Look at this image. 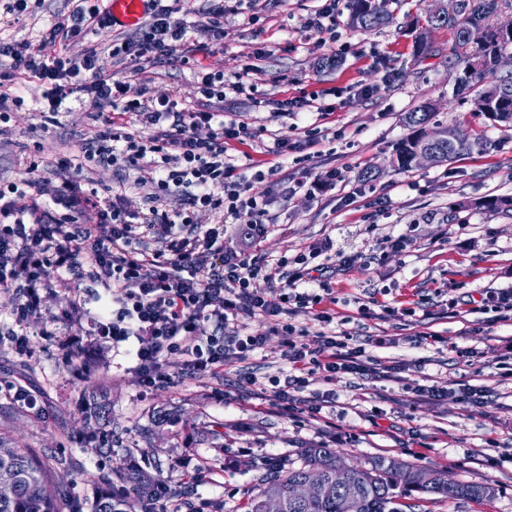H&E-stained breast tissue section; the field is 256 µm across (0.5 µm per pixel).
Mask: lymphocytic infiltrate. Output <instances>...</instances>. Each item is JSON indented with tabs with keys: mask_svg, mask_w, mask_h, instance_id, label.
<instances>
[{
	"mask_svg": "<svg viewBox=\"0 0 512 512\" xmlns=\"http://www.w3.org/2000/svg\"><path fill=\"white\" fill-rule=\"evenodd\" d=\"M75 2L48 31L49 40L60 45L53 58L30 43L0 40V58L11 60L10 68L0 71V122L8 117V103L21 101L15 93L20 75L43 87L46 124L57 123L70 97L87 98L101 126L83 143V158L107 166L151 167L158 196L177 187L182 203L171 211L153 205L131 212L123 193L86 189L83 166L73 158L57 160L52 180L38 177V163L29 161L31 179L0 188V294L9 296L16 324L0 344L27 352L26 325L53 298L55 279L68 273L82 282L66 299L76 335L93 344L134 343L144 389L170 381L163 357L172 351L187 355L193 373H216L229 357L246 358L264 343V334L235 331L240 317L258 314L291 332L284 316L298 287L313 277L306 267L290 269L282 261L269 266L257 253H225V225L247 228L257 239L269 222L266 197L251 192L245 177L224 159L230 142L247 135V124L224 121L217 112L183 111L169 96L126 99L124 86L100 69L95 46L70 55L71 42L112 26L108 11L93 0ZM179 2L149 0L146 21L113 43V57L123 63L189 64L180 52L189 23ZM82 207L96 211L97 223H75ZM200 210L211 212L215 224L196 223ZM149 236L157 237L159 248L147 250ZM270 271L281 287L255 292L251 280ZM285 355L292 372L277 384L271 404L288 414L297 411L296 395L312 374L330 382L340 374L379 372L364 349L332 334H321L313 349L289 344Z\"/></svg>",
	"mask_w": 512,
	"mask_h": 512,
	"instance_id": "1",
	"label": "lymphocytic infiltrate"
}]
</instances>
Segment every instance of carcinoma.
<instances>
[{
	"mask_svg": "<svg viewBox=\"0 0 512 512\" xmlns=\"http://www.w3.org/2000/svg\"><path fill=\"white\" fill-rule=\"evenodd\" d=\"M388 0H352L349 17L352 29L369 33L392 21L387 9ZM495 6V0H471L463 19L458 21L454 32V52L462 65V74L457 78V87L470 85L481 75L476 62L494 69L512 63V32L496 33L485 23L486 16ZM477 111L494 122L512 124V80L479 91L474 99ZM432 108L421 106L405 116L411 133L396 150L393 165L399 170L416 164V155L425 144L426 123ZM447 138L437 145L446 157L452 160L476 146L468 137L455 128H446ZM468 206L488 211L512 210V198H492L468 203ZM345 463L344 457L334 448L312 445L300 453V463H288L279 467L275 476L263 484L260 491L251 496L245 505L247 512H264L266 500L275 493L285 499L284 512H402L397 507L398 484L394 472L406 471L405 487L425 495H438L450 501L482 504L494 498L496 484L490 480L482 482L457 481L448 485V474L437 468L415 465L390 456H378L363 464H348L352 472V487L346 491H329L314 500H302L291 496V491L311 473L321 472L323 481L332 476L336 464ZM114 478L130 485L141 503L151 504L158 494L156 481L142 470L116 468L111 470ZM0 482L13 485V494L0 497V512H59L57 499L47 492L53 483L51 470L32 451L11 446L0 437ZM91 512H132L128 498L114 495L107 490L94 500Z\"/></svg>",
	"mask_w": 512,
	"mask_h": 512,
	"instance_id": "obj_1",
	"label": "carcinoma"
}]
</instances>
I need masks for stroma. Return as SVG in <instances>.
<instances>
[{
    "instance_id": "35a3bbf8",
    "label": "stroma",
    "mask_w": 512,
    "mask_h": 512,
    "mask_svg": "<svg viewBox=\"0 0 512 512\" xmlns=\"http://www.w3.org/2000/svg\"><path fill=\"white\" fill-rule=\"evenodd\" d=\"M433 3L390 0L392 23L360 34L348 25L351 0H336L323 30L309 21L325 0H237L224 12L221 37L209 39L202 32L205 2L190 0V64L148 65L136 74L109 50L127 28L92 31L70 45L74 57L97 46L100 68L125 83L128 97L146 87L182 108L205 106L247 123L249 137L229 145L227 162L247 176L280 168L277 186H252L267 195L276 218L257 250L273 264L304 255L328 267L325 287L301 285L304 301L290 305L288 320L301 343L313 348L319 333H333L396 372L388 379L343 374L330 383L313 375L299 397L323 402L321 413L287 415L262 400L260 390L290 372L288 339L268 321L245 317L238 330L265 333L260 349L211 376L186 374L184 355L165 354L173 380L147 392L127 346L81 351L65 313V298L79 282L62 275L54 282L53 321L27 327L28 352L0 346V436L49 465L65 464L57 475L64 488L60 512H69L71 498H95L113 466L130 461L166 483L179 512L199 502L206 512H239L269 478L266 459L294 461L301 448L315 444L339 450L350 462L396 456L457 480L489 479L497 486L483 505L430 499L415 512H512V381L499 378L500 361L512 359V315L470 306L482 293L512 290V211L472 206L512 197V127L474 105L478 90L512 77V66L454 92L453 31L427 26ZM72 6V0H44L19 18L0 7V39L26 41L54 57L59 46L47 31ZM419 34L426 50L416 46ZM331 55L339 67L318 70L319 58ZM200 70L228 80L248 74L262 106L243 95L204 100ZM41 94L34 84L23 90L22 105L0 125V184L26 179L33 158L42 162L39 176H50L52 164L77 154L79 140L96 129L93 107L75 100L59 124L45 127ZM313 95L326 113L278 108L284 98ZM425 103L433 106L429 127L458 128L477 146L449 162L395 169L392 157L409 133L404 118ZM281 138L291 145L283 166L271 152ZM83 167L99 191L122 188L129 211L149 207L155 186L147 172L88 160ZM333 169L341 174L335 186L311 195L282 191L302 176ZM400 236L402 249L385 248V240ZM325 308L333 313L328 323L319 319ZM460 347L478 352V362L459 358ZM452 381L487 387L490 403H461L446 390ZM421 386L446 394L428 401L417 394ZM98 387L107 392L112 420L88 425L84 413ZM18 389L34 396L36 406L17 402ZM200 465L206 480L189 484L187 473Z\"/></svg>"
}]
</instances>
